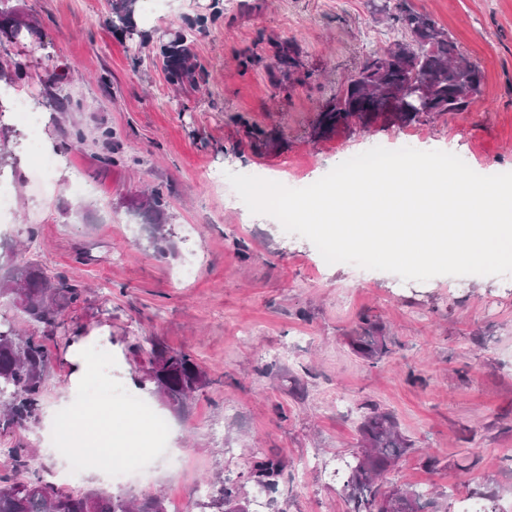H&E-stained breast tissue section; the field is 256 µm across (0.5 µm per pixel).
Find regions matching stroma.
Masks as SVG:
<instances>
[{
  "instance_id": "obj_1",
  "label": "stroma",
  "mask_w": 512,
  "mask_h": 512,
  "mask_svg": "<svg viewBox=\"0 0 512 512\" xmlns=\"http://www.w3.org/2000/svg\"><path fill=\"white\" fill-rule=\"evenodd\" d=\"M408 3L480 65L481 96L464 112L404 128L354 125L316 141L320 105L400 36L373 19L367 0H155L133 40L106 25L112 0H10L34 30L0 48V65L25 63L14 90L30 102L52 93L69 107L47 113L39 131L61 156L51 186L35 192L26 165L17 167L0 254L19 253L52 277L81 282L86 294L43 334L53 361L38 415L0 432V448L24 446L37 465L60 467L58 412L76 400L129 414L131 391L165 419L181 463L123 494L159 492L200 512L198 484L220 476L255 495L247 463L269 456L284 467L267 512H346L337 467L375 407L412 443L385 485L428 490L440 512H454L459 496L481 502L491 489L496 512H512V275L406 282L329 265L309 240L251 214L219 183L225 172H251L294 188L376 146L441 143L483 174L512 172V0ZM196 17L205 26L190 47L204 71L197 85L178 88L159 53ZM273 39L298 48L310 80L279 88L264 67H244L246 57L268 55ZM56 71L65 80L55 81ZM76 127L84 144L69 136ZM257 127L278 128L279 142H256ZM109 154L113 163H103ZM77 178L85 189L76 196ZM151 187L166 201V254L147 242L154 217L141 201ZM189 264L194 280L180 281ZM366 316L390 347L376 368L349 346ZM152 342L192 352L208 376L185 411L140 385ZM90 349L100 367L74 383V356ZM118 381L124 394L112 391Z\"/></svg>"
}]
</instances>
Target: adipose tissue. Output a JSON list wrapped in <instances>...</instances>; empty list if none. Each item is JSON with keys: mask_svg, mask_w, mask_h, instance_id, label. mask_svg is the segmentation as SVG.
I'll return each mask as SVG.
<instances>
[{"mask_svg": "<svg viewBox=\"0 0 512 512\" xmlns=\"http://www.w3.org/2000/svg\"><path fill=\"white\" fill-rule=\"evenodd\" d=\"M111 407L104 405H75L70 409V420L61 429L75 451L91 449L98 457L111 460L146 449L150 425L145 420L131 417L125 428H116Z\"/></svg>", "mask_w": 512, "mask_h": 512, "instance_id": "adipose-tissue-1", "label": "adipose tissue"}]
</instances>
